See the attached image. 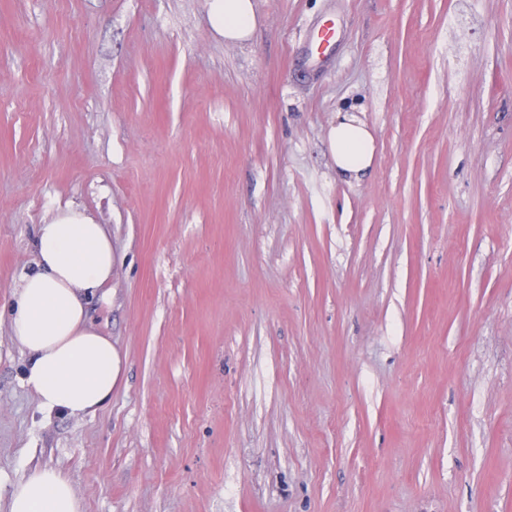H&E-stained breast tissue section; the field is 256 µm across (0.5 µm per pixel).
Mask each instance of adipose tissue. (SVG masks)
<instances>
[{
    "mask_svg": "<svg viewBox=\"0 0 512 512\" xmlns=\"http://www.w3.org/2000/svg\"><path fill=\"white\" fill-rule=\"evenodd\" d=\"M209 18L225 40L248 41L257 25L252 0H211ZM336 170L360 179L374 160V136L357 116L338 114L329 132ZM34 270L19 285L11 337L28 356L24 384L45 412L96 413L112 397L119 358L88 303L112 278V240L85 211L66 208L39 225ZM0 512H82L68 479L36 468L10 491Z\"/></svg>",
    "mask_w": 512,
    "mask_h": 512,
    "instance_id": "adipose-tissue-1",
    "label": "adipose tissue"
}]
</instances>
